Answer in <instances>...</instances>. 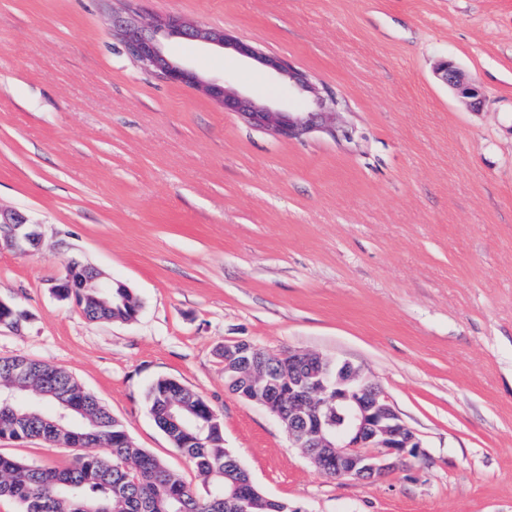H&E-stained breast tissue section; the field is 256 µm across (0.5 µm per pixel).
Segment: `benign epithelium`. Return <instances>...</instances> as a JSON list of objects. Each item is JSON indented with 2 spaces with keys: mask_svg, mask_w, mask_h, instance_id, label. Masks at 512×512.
Instances as JSON below:
<instances>
[{
  "mask_svg": "<svg viewBox=\"0 0 512 512\" xmlns=\"http://www.w3.org/2000/svg\"><path fill=\"white\" fill-rule=\"evenodd\" d=\"M126 53L146 70L168 83L185 84L233 112L247 124L277 137L302 139L327 125V106H338L336 97L318 86L304 71L284 58L178 15H159L143 23L134 13L112 18ZM207 51H226L255 62L262 70L288 84L301 98L300 107H282L271 100L259 104L249 95L207 78L177 55L170 40ZM439 78L465 102L481 104V92L466 81L448 60L436 67ZM38 235L24 214L0 211V249L22 250L35 246ZM100 271L79 261L70 263L55 285L59 297L68 299L70 288H111ZM276 372H265V357L244 341L224 344V377L243 385L241 395L266 407L281 422L293 441L322 473L336 479L372 481L411 459L425 456L415 432L389 404L377 382L348 362H333L317 353L296 348L276 355ZM336 410L332 420L325 410Z\"/></svg>",
  "mask_w": 512,
  "mask_h": 512,
  "instance_id": "obj_1",
  "label": "benign epithelium"
}]
</instances>
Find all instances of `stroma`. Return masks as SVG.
I'll list each match as a JSON object with an SVG mask.
<instances>
[{
    "label": "stroma",
    "mask_w": 512,
    "mask_h": 512,
    "mask_svg": "<svg viewBox=\"0 0 512 512\" xmlns=\"http://www.w3.org/2000/svg\"><path fill=\"white\" fill-rule=\"evenodd\" d=\"M175 14L283 57L338 98L288 140L143 69L110 28ZM260 102L255 64L179 44ZM455 61L470 109L434 75ZM0 209L37 246L0 251V358L72 375L194 490L146 401L173 378L218 414L224 446L297 512H512V0H0ZM130 288V322L55 290L71 260ZM360 367L427 457L375 481L322 474L265 407L231 391L225 342ZM25 464L77 451L0 442Z\"/></svg>",
    "instance_id": "stroma-1"
}]
</instances>
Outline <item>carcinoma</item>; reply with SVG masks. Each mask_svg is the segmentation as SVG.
I'll use <instances>...</instances> for the list:
<instances>
[{
  "label": "carcinoma",
  "mask_w": 512,
  "mask_h": 512,
  "mask_svg": "<svg viewBox=\"0 0 512 512\" xmlns=\"http://www.w3.org/2000/svg\"><path fill=\"white\" fill-rule=\"evenodd\" d=\"M91 321H124L133 309L132 292L114 288L108 296L75 289ZM0 394L11 401L0 409V440L41 439L83 449L68 467L24 464L0 453V498L21 512H279L255 486L239 460L224 448L219 420L195 390L171 378L147 393L157 427L172 447L203 476L196 492L163 461L135 447L123 425L66 372L18 356L0 358ZM67 414L68 432L58 437L49 420Z\"/></svg>",
  "instance_id": "carcinoma-1"
}]
</instances>
